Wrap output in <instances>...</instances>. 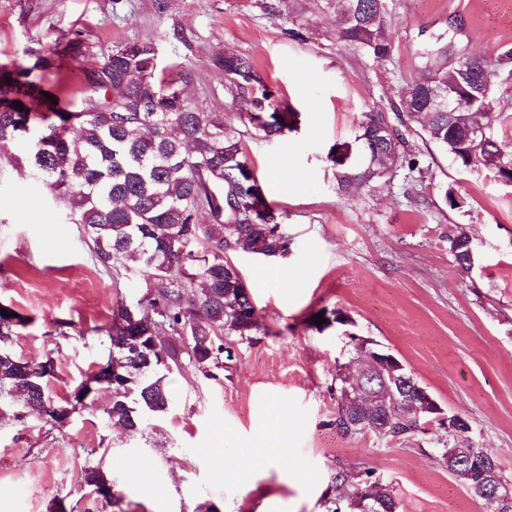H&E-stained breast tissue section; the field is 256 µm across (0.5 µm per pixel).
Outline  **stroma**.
Instances as JSON below:
<instances>
[{
  "instance_id": "35a3bbf8",
  "label": "stroma",
  "mask_w": 512,
  "mask_h": 512,
  "mask_svg": "<svg viewBox=\"0 0 512 512\" xmlns=\"http://www.w3.org/2000/svg\"><path fill=\"white\" fill-rule=\"evenodd\" d=\"M278 0H0V61L23 64L74 38L93 53L132 41L156 45L165 77L193 69L192 102L223 117L256 171L286 255L233 254L259 328L236 343L223 368L173 373L171 411L132 441L103 427L109 401L63 428L38 416L0 424V512H112L82 483L85 451L105 450L123 512H329L336 479L390 483L400 512H485L439 461L438 426L409 438L345 436L331 388L344 347L337 313L353 333L400 358L441 407L466 418L471 445L512 473V184L481 166L461 169L432 143L410 136L422 173L398 171L376 195L341 196L326 156L353 138L364 113L387 112L420 75L424 50L494 55L512 46V0H388L392 53L376 61L337 44L333 18H308L305 40L289 35ZM248 56L280 106L298 114L276 141L232 101L213 57ZM491 129L512 150V73L493 77ZM0 187V306L29 323L12 345L22 358L51 357L58 398L95 370L107 351L103 327L116 302H136L144 273L106 275L78 225L36 180L8 172ZM462 205L450 208L446 192ZM462 227L473 267L461 271L448 232ZM282 455L247 471L239 451L263 445Z\"/></svg>"
}]
</instances>
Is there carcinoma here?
Instances as JSON below:
<instances>
[{
    "label": "carcinoma",
    "mask_w": 512,
    "mask_h": 512,
    "mask_svg": "<svg viewBox=\"0 0 512 512\" xmlns=\"http://www.w3.org/2000/svg\"><path fill=\"white\" fill-rule=\"evenodd\" d=\"M317 11L333 14L337 41L377 61L390 57L387 0H304L301 12ZM68 56L79 61L82 72L84 97L74 112L57 110L42 94V73L56 58ZM157 59L151 41L128 42L99 60L75 39L48 55H33L24 67L0 64V161L25 160L31 177L62 205L69 223L79 225L103 272L149 274L137 304L113 305L107 358L64 402L48 387L52 359H24L9 349L26 327L25 318L0 315L1 422L27 418L29 408L14 405L10 396L19 389L47 423L60 428L93 406L85 393L90 387L112 396L104 411L106 425L124 422L129 436H141L149 421L170 410L173 370L190 365L208 375L209 368L219 369L231 358L233 342L259 329L251 293L226 254L281 255L288 239L278 232L234 128L186 97L189 71L180 70L174 79L156 77ZM212 63L224 71L232 98H249L248 120L259 135L272 140L291 130L295 113L275 104L250 58L228 49ZM509 67V45L493 58L477 55L454 76L448 75L446 61L435 69L425 66L399 94L393 114H364L354 139L342 143L352 151L350 161L339 163L328 154L336 192L374 194L386 188L393 174L376 161L379 154L398 158L401 169L416 170L419 161L408 149L407 135L420 130L456 164L487 165L496 176H509L511 150L491 135L477 150L466 142L474 111L493 104L494 86L485 84L484 70ZM441 94L456 108L437 110ZM16 101L23 110L13 107ZM448 243L457 265L469 271V236L458 229ZM336 427L345 436L366 431L341 402ZM421 431L414 415L396 408L391 426L378 435L410 437ZM84 484L93 493L114 486L104 458L84 467ZM343 502L347 512L399 506L393 486L382 480L369 492L347 486L332 512H342Z\"/></svg>",
    "instance_id": "1"
}]
</instances>
